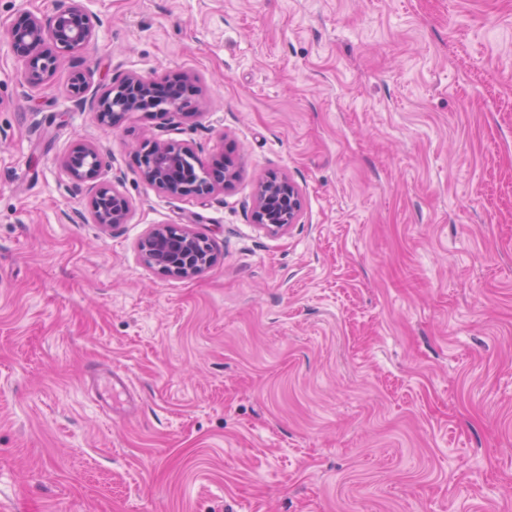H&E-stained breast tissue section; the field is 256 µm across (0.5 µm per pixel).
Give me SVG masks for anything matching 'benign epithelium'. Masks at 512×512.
Returning a JSON list of instances; mask_svg holds the SVG:
<instances>
[{
	"mask_svg": "<svg viewBox=\"0 0 512 512\" xmlns=\"http://www.w3.org/2000/svg\"><path fill=\"white\" fill-rule=\"evenodd\" d=\"M99 21L86 10L83 0H66L51 16L28 14L4 29L3 43L21 63L25 82L31 88L47 85L63 55L86 52L95 41ZM92 71L74 75L70 97L83 109ZM152 102L164 117L188 118L195 107L183 98L180 84L127 75L100 92L89 103L101 122L110 127ZM143 178L169 197L193 196L206 200L237 177L232 164L206 167L192 144L174 139L156 140L136 150ZM64 166L77 183L91 190L93 219L105 229L127 223L130 203L119 189L120 177L100 181L106 167L100 149L93 143H78L66 155ZM299 190L285 176L261 180L252 201V218L270 235H281L297 223L301 214ZM139 251L145 262L158 272L181 279H192L212 267L217 255L211 244L185 225L156 224L140 240Z\"/></svg>",
	"mask_w": 512,
	"mask_h": 512,
	"instance_id": "obj_1",
	"label": "benign epithelium"
}]
</instances>
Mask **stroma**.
Wrapping results in <instances>:
<instances>
[{
    "label": "stroma",
    "mask_w": 512,
    "mask_h": 512,
    "mask_svg": "<svg viewBox=\"0 0 512 512\" xmlns=\"http://www.w3.org/2000/svg\"><path fill=\"white\" fill-rule=\"evenodd\" d=\"M84 4L46 87L0 45V512H512V0ZM89 64L205 104L110 128L69 96ZM155 138L238 177L168 197ZM84 141L131 204L109 232L63 167ZM271 174L303 203L279 236ZM155 224L217 263L160 274ZM299 190L286 176H268L261 180L252 201V218L270 235H281L301 214ZM138 248L150 267L181 279L198 277L217 261L211 244L186 225L156 224Z\"/></svg>",
    "instance_id": "35a3bbf8"
}]
</instances>
